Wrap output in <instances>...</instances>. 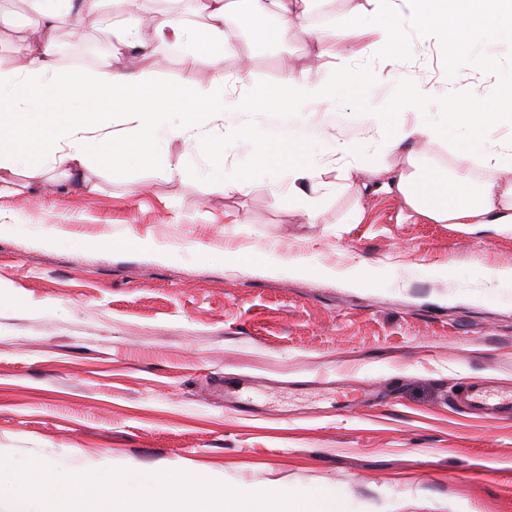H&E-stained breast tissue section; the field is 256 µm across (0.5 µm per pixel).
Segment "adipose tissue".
Segmentation results:
<instances>
[{
    "mask_svg": "<svg viewBox=\"0 0 512 512\" xmlns=\"http://www.w3.org/2000/svg\"><path fill=\"white\" fill-rule=\"evenodd\" d=\"M430 0H386L390 10L405 17L408 34L421 41L431 31H441L448 41L459 33L451 28L438 0L431 8ZM476 7L467 18V26L478 37L480 47L496 46L503 39L512 40V29L504 30L505 15H512V0H475ZM37 10L46 21H54L61 9L79 15L97 17L99 24L112 28V52L121 55L140 41L135 16L114 24L106 10L108 0H36ZM207 20L190 28L179 23L167 25L159 34L161 43L177 52L184 60L198 57L201 44L220 45L224 28L235 19L263 20L274 15L281 32L300 26L304 12L290 0H207ZM19 49L26 57L23 67L0 66V197L16 194L14 175L24 174L29 186H37L48 170L60 169L61 175L78 190L93 193L99 186L94 173L109 161L108 147L121 144L147 151L155 170L175 175L168 153V144L181 140L191 144L194 158L191 171L208 187H217L225 194L244 192L246 179L225 170L216 158V137L227 135L232 147L241 154L252 153L269 142L268 109L255 105L248 91L224 92V73L216 71L212 87L193 90L188 95L186 112L189 121H176L163 89H156L149 98L140 90L149 81L139 63L128 71L117 72L101 66L90 72L61 73L55 70L51 40H22ZM409 94L413 110L411 120L396 119L392 113H374L371 122L384 138L377 154L366 153L354 141L334 140L329 150L316 146L305 149L300 162L273 166L268 178L274 187H287L288 200L300 205L309 216H316L319 202V180L323 166L343 163L356 169L367 168L379 175L389 171L390 159L399 150L424 143L450 142L460 146L464 156H479L493 167L512 172V139L505 141L494 134L495 99L474 93L469 85L460 84L438 99L434 88L422 85L413 72L395 77ZM289 93L297 112L307 111L311 104L329 95L327 80L315 78L306 68L288 78ZM224 93V107L212 109L210 102L216 91ZM76 104L73 112L64 113L52 123L39 122V109L57 100ZM466 100L468 110L457 115L459 100ZM401 194L415 211L437 222L455 224H512V188L502 191L497 184H483L477 192L460 193L456 202H449L453 182L437 171L427 174L411 172L400 175L395 182ZM262 269L275 275L281 272L318 276L340 282L349 288H360L370 281L356 265L335 269L316 265L305 255L289 258L276 251L264 252Z\"/></svg>",
    "mask_w": 512,
    "mask_h": 512,
    "instance_id": "adipose-tissue-1",
    "label": "adipose tissue"
}]
</instances>
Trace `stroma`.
Returning a JSON list of instances; mask_svg holds the SVG:
<instances>
[{"label": "stroma", "mask_w": 512, "mask_h": 512, "mask_svg": "<svg viewBox=\"0 0 512 512\" xmlns=\"http://www.w3.org/2000/svg\"><path fill=\"white\" fill-rule=\"evenodd\" d=\"M329 5L330 25L308 23L275 44L248 27L217 68L208 54L191 63L158 49L160 23L140 18L147 76L189 91L211 86L216 69L231 81L244 68L248 87L282 86L314 59L342 80L310 134L361 143L370 113L407 109L390 80L396 71L442 90L470 83L512 113L500 96L512 46L481 60L438 37L415 44L391 16L396 40L374 45L353 26L372 11L368 0ZM0 7L12 19L0 29V65L23 67L18 46L36 22L30 0ZM217 157L249 177L244 193L206 188L188 171L159 178L133 154L101 169L94 194L54 176L38 195L0 198V222L31 215L85 243L71 250L0 237V284L10 295L0 303V454L68 473L181 465L237 488L333 486L350 512H512V419L468 414L452 400L465 382H512V290L482 303L468 297L482 267H512V226L435 222L381 190V178L337 165L321 175L327 191L310 220L265 176L273 162H298L286 143L259 158L221 144ZM391 163L396 176L461 167L471 185H512L448 143L400 151ZM131 233L198 256L149 260L128 244ZM272 247L327 267L358 265L380 281L348 288L271 275L252 261ZM225 250L246 264L217 260ZM447 264L464 279L422 273ZM343 379L377 390L373 404L338 405Z\"/></svg>", "instance_id": "1"}]
</instances>
